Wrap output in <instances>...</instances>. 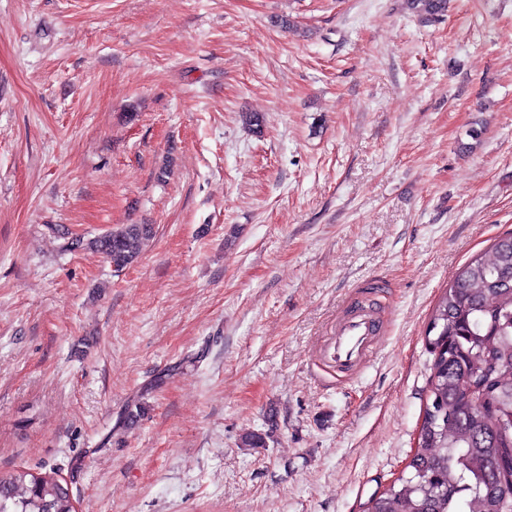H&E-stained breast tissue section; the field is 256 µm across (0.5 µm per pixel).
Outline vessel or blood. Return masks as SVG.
<instances>
[{"instance_id": "obj_1", "label": "vessel or blood", "mask_w": 512, "mask_h": 512, "mask_svg": "<svg viewBox=\"0 0 512 512\" xmlns=\"http://www.w3.org/2000/svg\"><path fill=\"white\" fill-rule=\"evenodd\" d=\"M385 329L371 310L356 306L336 321V330L324 357L338 370L362 366L382 342Z\"/></svg>"}]
</instances>
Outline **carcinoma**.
<instances>
[{
	"label": "carcinoma",
	"instance_id": "1",
	"mask_svg": "<svg viewBox=\"0 0 512 512\" xmlns=\"http://www.w3.org/2000/svg\"><path fill=\"white\" fill-rule=\"evenodd\" d=\"M427 20L447 0H407ZM150 224L89 242L117 268L135 262ZM416 447L363 512H512V235L473 256L435 304ZM0 512H74L68 484L19 469L0 474Z\"/></svg>",
	"mask_w": 512,
	"mask_h": 512
}]
</instances>
